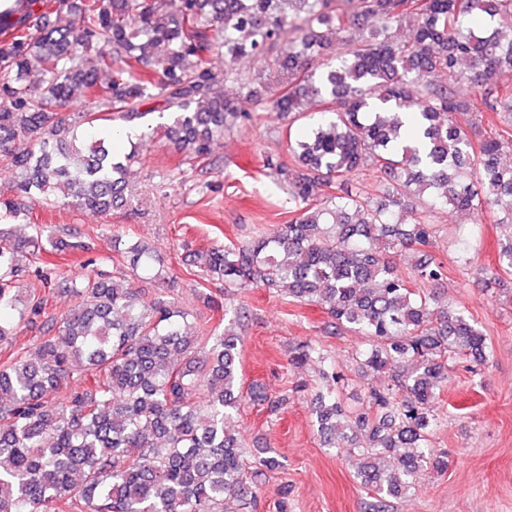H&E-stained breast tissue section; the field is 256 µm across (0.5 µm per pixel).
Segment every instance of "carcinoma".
I'll list each match as a JSON object with an SVG mask.
<instances>
[{
    "label": "carcinoma",
    "mask_w": 512,
    "mask_h": 512,
    "mask_svg": "<svg viewBox=\"0 0 512 512\" xmlns=\"http://www.w3.org/2000/svg\"><path fill=\"white\" fill-rule=\"evenodd\" d=\"M294 7L293 16L284 6ZM13 0L0 10V165L17 189L50 205L56 192L100 212L128 204L126 173L142 160L143 119L192 167L205 163L224 130L262 112L305 122L289 141V162L267 163L294 204L288 223L241 245L211 246L194 263L226 288L255 286L324 306L331 323L370 339L360 368L399 366L393 384L373 389L368 408L349 410L335 369L318 392L314 422L382 467L358 478L373 493L367 512L415 488L423 472L448 470L430 452L440 426L434 404L450 363L489 359L483 332L463 307L448 308L414 288L397 268L402 249L421 254L416 280L436 286L435 225L428 212L477 216L496 208L509 227L499 264L512 271V35L494 21L512 0ZM406 25L410 39L394 30ZM264 57L280 75L238 72L252 108L222 90L212 61ZM313 57L329 60L313 72ZM40 83L28 82L31 72ZM481 89V103L460 85ZM80 95L92 110L60 112ZM498 118L482 129L483 113ZM130 150L113 151L112 132ZM383 175L380 193L354 184L359 171ZM25 211L0 196V344L15 324L44 336L0 365V512H229L252 495L238 438L224 420L242 400V338L232 326L202 327L170 294L139 302L131 281L88 262L76 276L43 275L22 289L29 258L83 245L12 222ZM131 275L174 291L153 249L130 238L117 249ZM78 300L57 322L49 296ZM326 362L303 343L299 364ZM68 390L65 402L47 396Z\"/></svg>",
    "instance_id": "carcinoma-1"
}]
</instances>
